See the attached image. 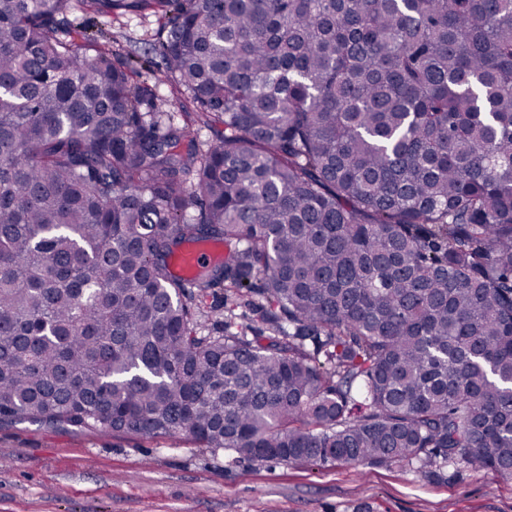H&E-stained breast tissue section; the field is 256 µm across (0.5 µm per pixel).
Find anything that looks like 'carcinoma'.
Here are the masks:
<instances>
[{"label": "carcinoma", "mask_w": 512, "mask_h": 512, "mask_svg": "<svg viewBox=\"0 0 512 512\" xmlns=\"http://www.w3.org/2000/svg\"><path fill=\"white\" fill-rule=\"evenodd\" d=\"M146 8L201 148L74 5ZM215 240L184 280L169 260ZM265 325L213 335L218 292ZM512 476V0H0V424ZM224 248L220 244L203 242L184 245L170 260V268L174 275L181 278H192L206 266L222 261Z\"/></svg>", "instance_id": "1"}]
</instances>
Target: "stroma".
Segmentation results:
<instances>
[{
	"label": "stroma",
	"mask_w": 512,
	"mask_h": 512,
	"mask_svg": "<svg viewBox=\"0 0 512 512\" xmlns=\"http://www.w3.org/2000/svg\"><path fill=\"white\" fill-rule=\"evenodd\" d=\"M84 21L103 48L134 56L133 82L182 112L149 40L152 9ZM0 512H512V480L463 464L425 472L238 462L181 437L76 436L24 424L0 427Z\"/></svg>",
	"instance_id": "stroma-1"
}]
</instances>
